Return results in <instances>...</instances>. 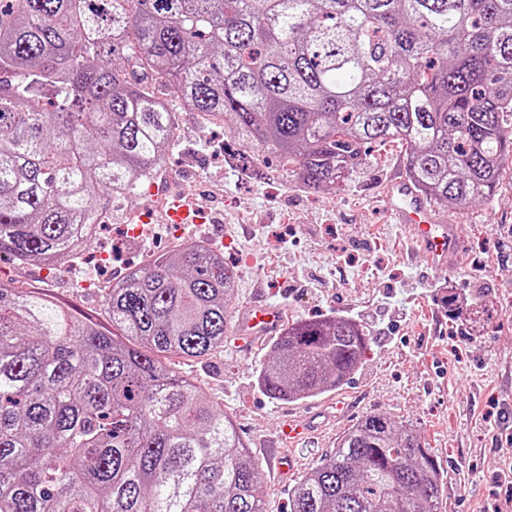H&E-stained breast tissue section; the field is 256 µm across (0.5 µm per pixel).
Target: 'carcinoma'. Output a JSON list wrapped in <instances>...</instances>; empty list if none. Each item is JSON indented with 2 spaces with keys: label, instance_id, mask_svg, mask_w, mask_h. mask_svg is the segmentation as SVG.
<instances>
[{
  "label": "carcinoma",
  "instance_id": "carcinoma-1",
  "mask_svg": "<svg viewBox=\"0 0 512 512\" xmlns=\"http://www.w3.org/2000/svg\"><path fill=\"white\" fill-rule=\"evenodd\" d=\"M224 117L307 188L356 178L369 144L405 146L436 203L492 197L512 153V0H0V253L77 259L106 194H134L178 113ZM233 270L196 241L112 285L108 335L0 283V512H266L224 410L162 361L224 347ZM370 350L348 318L298 319L263 392L334 390ZM415 429L363 416L293 487L289 512H438Z\"/></svg>",
  "mask_w": 512,
  "mask_h": 512
}]
</instances>
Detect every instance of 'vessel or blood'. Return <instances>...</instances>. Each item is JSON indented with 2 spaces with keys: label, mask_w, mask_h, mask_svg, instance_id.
I'll use <instances>...</instances> for the list:
<instances>
[{
  "label": "vessel or blood",
  "mask_w": 512,
  "mask_h": 512,
  "mask_svg": "<svg viewBox=\"0 0 512 512\" xmlns=\"http://www.w3.org/2000/svg\"><path fill=\"white\" fill-rule=\"evenodd\" d=\"M385 207L393 219L406 232L428 265L436 270L447 269L462 259V234L460 225L442 217L429 199L416 190L404 178L391 179L383 193ZM139 223L149 224H212L216 218L210 212L200 209L193 194L185 189L171 193L152 210L138 214ZM285 316L281 307L254 303L247 306L239 316L238 346L250 349L254 335L278 333Z\"/></svg>",
  "instance_id": "obj_1"
}]
</instances>
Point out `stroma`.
<instances>
[{
  "label": "stroma",
  "mask_w": 512,
  "mask_h": 512,
  "mask_svg": "<svg viewBox=\"0 0 512 512\" xmlns=\"http://www.w3.org/2000/svg\"><path fill=\"white\" fill-rule=\"evenodd\" d=\"M242 148L223 118L180 111L176 143L153 183L193 189L198 206L220 212L222 224H147L130 241L131 215L152 202L143 187L104 198L94 245L80 261L47 267L1 255L0 279L37 289L108 333L111 283L186 241L204 242L236 274L232 314L261 299L292 321L353 319L370 337L347 384L297 401L270 399L257 385L272 338L243 353L228 339L200 359L170 358L234 421L260 464L267 512H288L295 482L373 412L413 427L430 449L444 480L438 512H512V156L492 199L442 207L462 226L468 264L434 275L382 209L384 184L406 173L401 145L338 191L304 188L272 155L263 177L230 166ZM289 416L324 429L289 449L283 476L269 443Z\"/></svg>",
  "instance_id": "stroma-1"
}]
</instances>
